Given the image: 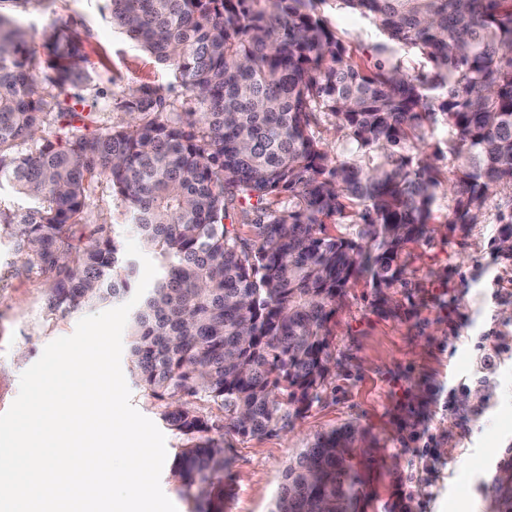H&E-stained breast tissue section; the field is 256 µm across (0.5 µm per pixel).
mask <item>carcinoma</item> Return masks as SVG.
Masks as SVG:
<instances>
[{"instance_id":"obj_1","label":"carcinoma","mask_w":512,"mask_h":512,"mask_svg":"<svg viewBox=\"0 0 512 512\" xmlns=\"http://www.w3.org/2000/svg\"><path fill=\"white\" fill-rule=\"evenodd\" d=\"M326 2L110 0L112 25L193 107L173 112L162 87L142 84L125 102L133 120L97 133L51 93L82 78L80 38L67 25L45 33L54 61L39 81L24 33L0 13V225L63 317L136 292L124 232L153 256L158 276L128 317L129 360L184 438L170 477L190 512H224L228 464L191 400L222 408L241 437L293 428L332 375L329 325L346 288L402 283L439 196H451L448 223L465 226L490 190L512 189V0H336L383 35L374 71L325 24ZM399 48L429 70L405 72ZM318 114L336 126L332 148L311 130ZM51 123L62 135H39ZM428 138L445 149L425 154ZM102 178L117 221L89 224L87 192ZM237 203L254 214L246 238L224 223ZM337 215L351 223L332 235ZM499 224L512 251V210ZM363 439L348 423L306 440L270 512H355Z\"/></svg>"}]
</instances>
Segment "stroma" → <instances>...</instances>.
<instances>
[{"label": "stroma", "instance_id": "35a3bbf8", "mask_svg": "<svg viewBox=\"0 0 512 512\" xmlns=\"http://www.w3.org/2000/svg\"><path fill=\"white\" fill-rule=\"evenodd\" d=\"M38 60L49 62L43 33L73 24L86 53V80L59 98L98 127L126 123L129 88L151 83L187 101L171 72L112 25L108 0H0ZM321 15L354 59L375 64L383 37L369 20L327 0ZM512 190L488 197L478 223L438 221L410 245L401 286L379 295L359 282L347 288L330 324L336 360L327 390L291 432L263 438L224 434V512H268L289 456L301 441L345 423L366 433L356 512H512V255L499 251V211ZM80 313L48 309V289L25 271L0 230V413L19 391V377L56 338L71 335ZM490 401L466 398L482 378Z\"/></svg>", "mask_w": 512, "mask_h": 512}]
</instances>
